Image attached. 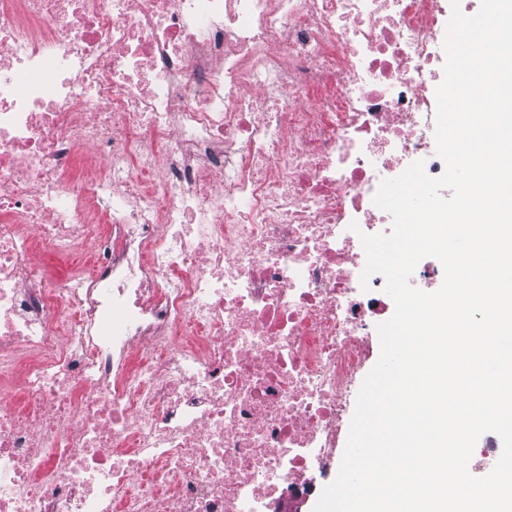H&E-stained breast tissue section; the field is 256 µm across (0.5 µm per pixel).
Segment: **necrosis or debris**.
<instances>
[{"mask_svg":"<svg viewBox=\"0 0 512 512\" xmlns=\"http://www.w3.org/2000/svg\"><path fill=\"white\" fill-rule=\"evenodd\" d=\"M446 14L0 0V512H297L390 306L378 186L445 170Z\"/></svg>","mask_w":512,"mask_h":512,"instance_id":"necrosis-or-debris-1","label":"necrosis or debris"}]
</instances>
